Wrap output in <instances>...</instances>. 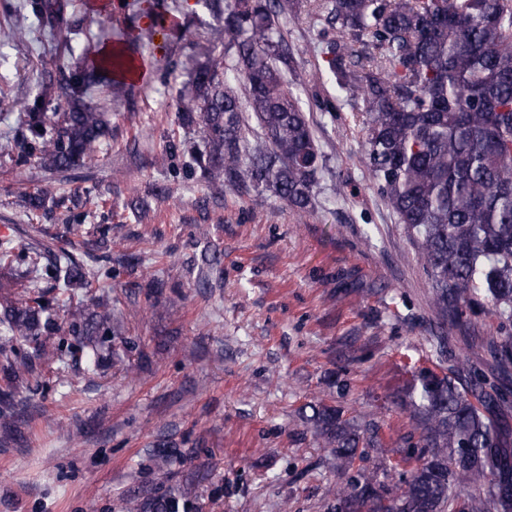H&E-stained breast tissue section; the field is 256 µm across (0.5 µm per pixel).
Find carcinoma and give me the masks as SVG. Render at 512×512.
<instances>
[{
    "label": "carcinoma",
    "instance_id": "cac0c4a2",
    "mask_svg": "<svg viewBox=\"0 0 512 512\" xmlns=\"http://www.w3.org/2000/svg\"><path fill=\"white\" fill-rule=\"evenodd\" d=\"M299 0H224L218 20L224 50L211 51L191 83L176 91L179 124L194 131L191 173L234 190H268L304 213L324 156L310 117L333 101L288 81L292 59L285 24ZM321 26V76L360 102L365 164L387 206L429 272L432 303L451 328L484 303L512 319V0H307ZM55 25L65 4L34 0ZM84 66L42 79L23 113L12 161L41 160L67 172L112 138V118L92 102L102 85L120 91L125 59L83 49ZM242 79L245 95L230 84ZM262 137L246 144L243 112ZM66 206V232L85 231L83 203L49 190L28 196L34 211ZM0 267L20 283H0V418L12 417V390L26 376L91 343L118 335L112 309L85 303L77 290L112 278V257L97 269L43 243L0 242ZM478 337H470L476 345ZM497 374H512V336L482 342ZM415 433L385 448L377 435L322 401L302 417L330 448L344 481L327 489L320 512H512V430L500 417L499 388L468 364L439 375L420 369L398 392ZM398 455V477L381 464L359 465L366 449ZM172 495L132 501L129 512H179Z\"/></svg>",
    "mask_w": 512,
    "mask_h": 512
}]
</instances>
